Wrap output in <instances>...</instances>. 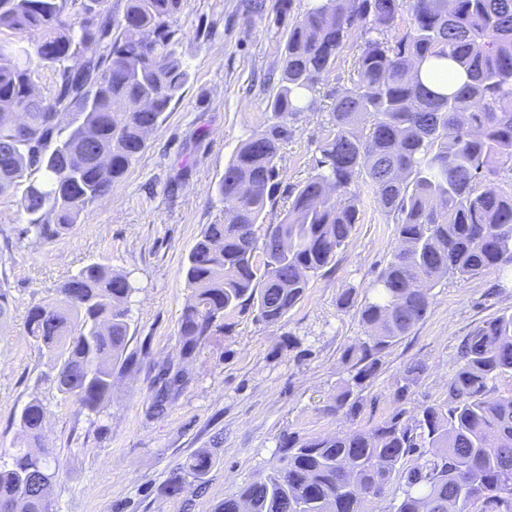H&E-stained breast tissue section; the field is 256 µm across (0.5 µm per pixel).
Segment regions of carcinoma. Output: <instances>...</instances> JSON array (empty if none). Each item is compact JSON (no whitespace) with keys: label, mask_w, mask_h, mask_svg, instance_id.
Instances as JSON below:
<instances>
[{"label":"carcinoma","mask_w":512,"mask_h":512,"mask_svg":"<svg viewBox=\"0 0 512 512\" xmlns=\"http://www.w3.org/2000/svg\"><path fill=\"white\" fill-rule=\"evenodd\" d=\"M0 0V30L34 50L0 41V193L24 186L27 224L17 242H49L104 198L143 153L147 135L180 97L188 72L173 47L185 0ZM356 45L348 86L328 106L313 174L276 196L292 119L317 107L339 54ZM55 73L46 99L32 74ZM453 69L463 82L434 90L422 77ZM264 126L224 168V216L205 226L183 268L187 296L181 358L198 353L224 317L251 313L285 321L310 280L336 264L359 223L360 185L396 224L399 245L358 300L336 298L370 330L344 349L346 377L326 411L350 414L376 377L385 351L423 321L433 290L512 272V0H312L291 24ZM68 116L67 124L62 118ZM24 131H16L18 119ZM126 275L90 264L62 280L56 297L33 305L26 333L56 370L58 392L99 413L115 372L128 368ZM425 365H409L396 390L407 400ZM152 404L167 409L188 376L164 368ZM512 313L464 337L448 378V401L336 436L288 438L281 465L224 497L214 512H512ZM46 411L21 410L26 446L0 463V512H52L55 471L42 444ZM214 465L199 449L164 487L203 482Z\"/></svg>","instance_id":"cac0c4a2"}]
</instances>
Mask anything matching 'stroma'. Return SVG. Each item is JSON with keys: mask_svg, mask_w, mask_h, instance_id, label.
Instances as JSON below:
<instances>
[{"mask_svg": "<svg viewBox=\"0 0 512 512\" xmlns=\"http://www.w3.org/2000/svg\"><path fill=\"white\" fill-rule=\"evenodd\" d=\"M249 0H187L173 27L189 80L146 148L109 193L90 204L69 234L44 244L7 243L26 217L19 190L0 194V291L9 311L0 321V462L21 446L18 416L31 399L46 408V447L57 456L54 512H214L225 496L278 465L287 438L333 436L391 414L400 377L419 361L426 372L406 409L447 400L460 340L482 321L512 312V281L490 274L434 290L428 318L392 346L354 416L324 408L336 394L345 348L365 338L351 312L336 309L341 289H359L385 266L398 241L395 226L372 191L360 187V218L334 269L312 279L286 322L268 326L245 312L190 359V380L163 414L152 403L166 361H179L178 328L187 290L182 268L203 227L217 223L224 203L216 185L234 151L267 116L272 73L283 36L310 0L289 13L266 0L254 14ZM325 110L301 113L283 149L282 186L312 172ZM96 263L127 275L132 365L116 376L100 414L81 410L59 393L54 371L26 334L31 306L54 298L56 285ZM302 338L290 349L289 336ZM208 449L215 465L204 486L175 498L166 479L187 457Z\"/></svg>", "mask_w": 512, "mask_h": 512, "instance_id": "obj_1", "label": "stroma"}]
</instances>
